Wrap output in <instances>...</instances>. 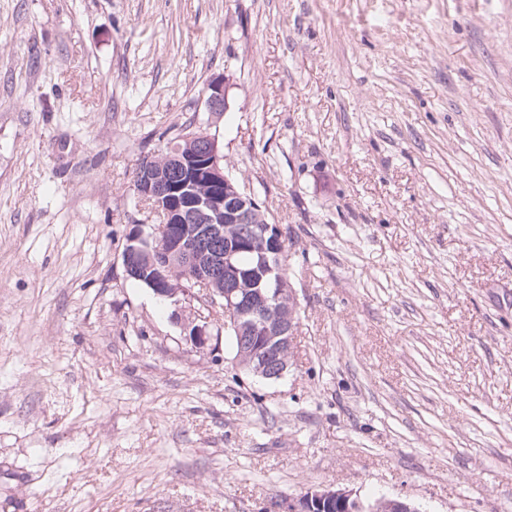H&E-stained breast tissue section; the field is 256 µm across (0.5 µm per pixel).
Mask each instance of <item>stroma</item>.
I'll list each match as a JSON object with an SVG mask.
<instances>
[{
    "label": "stroma",
    "instance_id": "35a3bbf8",
    "mask_svg": "<svg viewBox=\"0 0 512 512\" xmlns=\"http://www.w3.org/2000/svg\"><path fill=\"white\" fill-rule=\"evenodd\" d=\"M188 126L287 233L282 378L126 272ZM318 486L512 512V0H0V512ZM205 105L212 115L224 112L226 108L224 80H213L206 88Z\"/></svg>",
    "mask_w": 512,
    "mask_h": 512
}]
</instances>
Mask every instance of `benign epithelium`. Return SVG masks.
<instances>
[{"label": "benign epithelium", "mask_w": 512, "mask_h": 512, "mask_svg": "<svg viewBox=\"0 0 512 512\" xmlns=\"http://www.w3.org/2000/svg\"><path fill=\"white\" fill-rule=\"evenodd\" d=\"M205 105L212 114L226 108L224 80H213L206 88ZM208 142L207 155L196 158L191 153H183L177 146L169 159L176 168L186 165L193 159L195 174L192 180L181 185L186 194L187 204L180 207L171 197L175 185L164 172L147 178L146 192L139 197L150 195L156 198L152 210L158 215H166L172 224H184L191 219L198 225V237L218 239L224 233V225L239 220L245 208L261 212L254 192L245 185H239L224 174V156L219 152L217 141L201 130L186 138ZM158 229L145 231V225H134L127 242L124 263L128 273H140L139 258L147 253L154 264H162L181 252H190L192 247L185 239L174 240L167 246L158 244ZM285 232L279 224H263L251 240L250 247L257 252L260 269L254 272L239 270L234 264V252L225 249L224 254H207L206 259H197L195 266L182 278H150L149 288L156 295L173 300L177 307L176 320L180 322L185 340L193 347L203 349L208 346L212 334L208 322H200V315L194 310L183 309L182 302L195 297L194 289H199L210 302L222 300L224 319L232 325L224 328L235 329L242 348L238 355L240 366L247 372L265 379L284 376L290 364L279 360L280 353L294 348L296 324L293 315L273 316L274 303L282 293L281 279L275 276L280 267L279 247ZM224 265V278L229 280L226 287L220 286L212 275V266ZM364 505L359 497L345 489L319 487L309 490L288 501L286 512H362Z\"/></svg>", "instance_id": "1"}]
</instances>
